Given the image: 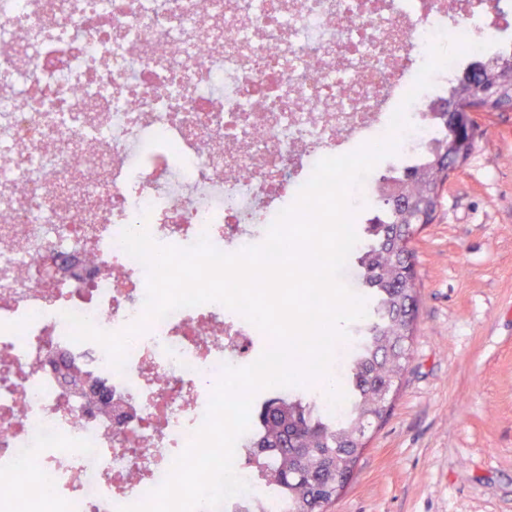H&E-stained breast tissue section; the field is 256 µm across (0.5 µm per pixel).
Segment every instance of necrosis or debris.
I'll use <instances>...</instances> for the list:
<instances>
[{
	"label": "necrosis or debris",
	"mask_w": 512,
	"mask_h": 512,
	"mask_svg": "<svg viewBox=\"0 0 512 512\" xmlns=\"http://www.w3.org/2000/svg\"><path fill=\"white\" fill-rule=\"evenodd\" d=\"M492 3L0 0V512L144 502L255 360L219 303L150 321L120 372L72 341L64 312L112 333L143 313L122 231L262 243L322 157L387 136L446 21Z\"/></svg>",
	"instance_id": "necrosis-or-debris-1"
}]
</instances>
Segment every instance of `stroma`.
Masks as SVG:
<instances>
[{"instance_id":"1","label":"stroma","mask_w":512,"mask_h":512,"mask_svg":"<svg viewBox=\"0 0 512 512\" xmlns=\"http://www.w3.org/2000/svg\"><path fill=\"white\" fill-rule=\"evenodd\" d=\"M414 237L418 319L401 389L329 512H512V109Z\"/></svg>"}]
</instances>
